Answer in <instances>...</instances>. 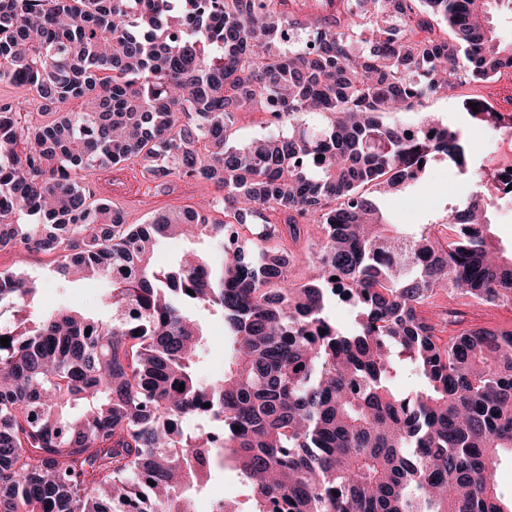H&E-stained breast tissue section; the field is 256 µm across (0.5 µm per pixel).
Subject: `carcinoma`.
Masks as SVG:
<instances>
[{
	"label": "carcinoma",
	"mask_w": 512,
	"mask_h": 512,
	"mask_svg": "<svg viewBox=\"0 0 512 512\" xmlns=\"http://www.w3.org/2000/svg\"><path fill=\"white\" fill-rule=\"evenodd\" d=\"M287 2L0 0V84L44 117L21 125L0 105V250L112 283L102 316L0 322V512H196L228 457L247 500L213 512H512L497 480L512 329L460 318L447 332L424 311L512 303L494 199L451 210L439 236L393 228L371 197L438 155L469 173L465 131L383 117L512 68L489 18L512 0H338L315 28ZM70 100L82 108L62 111ZM474 103L471 120L497 127ZM253 106L286 130L239 146ZM129 161L160 185L212 183L224 222L175 210L127 224L88 201L86 176ZM303 224L322 237L298 284L288 242ZM161 238L219 252L160 267ZM37 292L0 271V309ZM336 299L356 309L349 331ZM200 309L230 346L206 384ZM408 370L418 384L403 391Z\"/></svg>",
	"instance_id": "obj_1"
}]
</instances>
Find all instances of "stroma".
I'll list each match as a JSON object with an SVG mask.
<instances>
[{"label":"stroma","mask_w":512,"mask_h":512,"mask_svg":"<svg viewBox=\"0 0 512 512\" xmlns=\"http://www.w3.org/2000/svg\"><path fill=\"white\" fill-rule=\"evenodd\" d=\"M471 97L493 99L501 109L512 111V79L504 77L491 83L468 81L459 85L453 95L442 93L423 99L411 111L386 114L385 121L400 125L427 118L451 127H466L470 143L484 150L483 155L473 159L474 166L478 167L485 162V152L492 150L495 133L472 123L462 110L461 100ZM464 183L463 176L447 160L437 159L432 161L424 180L410 184L398 194L381 197L380 207L394 224H436L450 206L467 202ZM84 185L92 198L106 199L120 207L130 224L145 223L156 211L184 208L206 214L213 222L224 218L222 211L210 206L216 196L211 183L174 175L167 187L158 191L143 177L142 169L136 163L95 171L85 178ZM5 269L36 280L40 286L36 304L45 311L67 307L95 315L101 312L109 291L108 283L101 279L62 285L48 258L36 252L0 251V270Z\"/></svg>","instance_id":"1"}]
</instances>
